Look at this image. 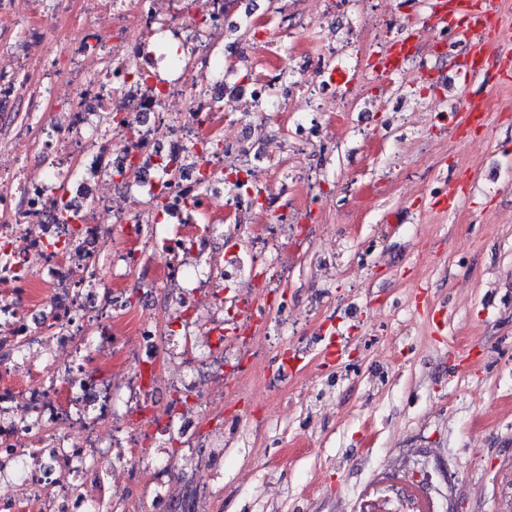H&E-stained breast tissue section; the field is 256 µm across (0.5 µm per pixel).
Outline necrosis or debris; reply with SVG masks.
Segmentation results:
<instances>
[{
  "label": "necrosis or debris",
  "instance_id": "4bbe7bcc",
  "mask_svg": "<svg viewBox=\"0 0 512 512\" xmlns=\"http://www.w3.org/2000/svg\"><path fill=\"white\" fill-rule=\"evenodd\" d=\"M319 2L318 50L288 81L258 80L255 107L275 93L341 112L344 73L361 88L428 74L421 36L396 71L367 54L393 41L390 21L329 42L327 17L370 0ZM172 41L187 62L164 78ZM223 47L224 0H0V512H110L108 492L139 512L141 475L158 497L169 481L162 449L212 447L202 420L257 385L270 299L322 200L309 175L299 195L271 190L225 136ZM79 167L100 187L63 224ZM218 211L249 218L243 248L218 246ZM164 216L157 248L144 230Z\"/></svg>",
  "mask_w": 512,
  "mask_h": 512
}]
</instances>
